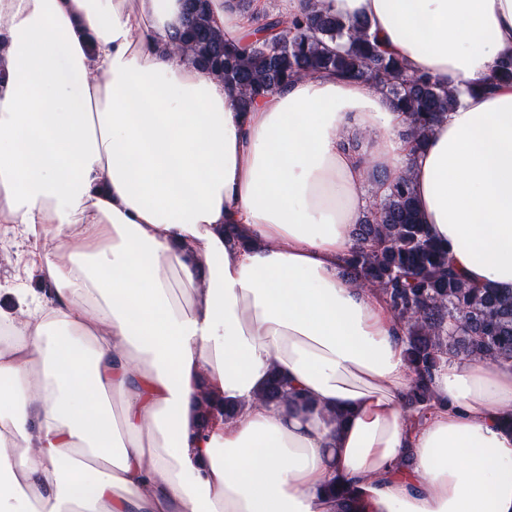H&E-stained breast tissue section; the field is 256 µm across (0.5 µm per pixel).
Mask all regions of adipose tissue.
Returning a JSON list of instances; mask_svg holds the SVG:
<instances>
[{"instance_id":"1","label":"adipose tissue","mask_w":512,"mask_h":512,"mask_svg":"<svg viewBox=\"0 0 512 512\" xmlns=\"http://www.w3.org/2000/svg\"><path fill=\"white\" fill-rule=\"evenodd\" d=\"M324 4L462 90L424 144L372 81L242 107L175 51L184 0H0V224L54 248L0 306V512H512V364L441 360L407 419L402 328L343 273L408 172L463 277L512 293V84L476 90L512 0ZM303 7L208 2L236 44ZM274 372L309 408L258 402Z\"/></svg>"}]
</instances>
